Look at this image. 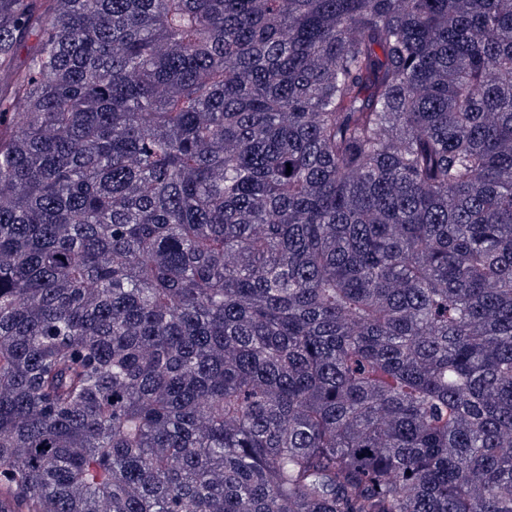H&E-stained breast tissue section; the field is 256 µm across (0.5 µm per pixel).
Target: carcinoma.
I'll list each match as a JSON object with an SVG mask.
<instances>
[{"label": "carcinoma", "mask_w": 512, "mask_h": 512, "mask_svg": "<svg viewBox=\"0 0 512 512\" xmlns=\"http://www.w3.org/2000/svg\"><path fill=\"white\" fill-rule=\"evenodd\" d=\"M4 487L512 512V0H0Z\"/></svg>", "instance_id": "obj_1"}]
</instances>
